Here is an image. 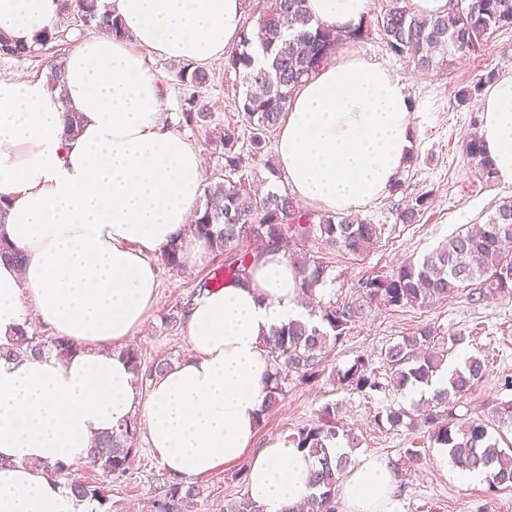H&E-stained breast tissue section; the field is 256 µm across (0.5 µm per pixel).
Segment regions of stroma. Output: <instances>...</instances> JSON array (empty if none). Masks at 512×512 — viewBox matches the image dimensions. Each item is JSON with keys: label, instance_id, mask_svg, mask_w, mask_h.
Masks as SVG:
<instances>
[{"label": "stroma", "instance_id": "35a3bbf8", "mask_svg": "<svg viewBox=\"0 0 512 512\" xmlns=\"http://www.w3.org/2000/svg\"><path fill=\"white\" fill-rule=\"evenodd\" d=\"M387 3L388 0H372L366 20L368 36L344 41L338 50L370 56L400 78L411 102L415 148L394 189L355 214L357 220L381 227V236L369 251L352 255L327 244L318 234L305 242L304 252L327 267L329 290L324 298L328 301L359 298L363 280L388 275L404 262L421 260L458 230L486 223L499 203L512 198V185L480 178L466 156V143L482 121L480 95L474 94L464 105L458 99L460 90H472L487 74L498 78L512 74V28L496 31L451 71L422 72L411 59L388 50L377 26ZM55 25L61 34L58 44L47 45L29 59L1 57L0 78H41L52 62L65 56L86 35L85 29L71 18H58ZM143 56L149 71L163 77L167 84L163 112L168 124L179 127L181 134L202 150L207 173L219 171L224 164L221 150L215 147L216 137L220 129L230 126L239 134L244 158L242 173L251 188L260 192L287 189L288 180L283 174L269 172L270 165L276 162L273 144H266L257 153L251 150L250 132L238 110L243 97L242 81L225 71L223 58L208 62L211 79L199 90L201 99L213 112L210 124L183 126L179 123L185 98L177 78L180 60L149 50ZM421 196L426 197L427 203L417 222L402 223L400 212ZM151 260L157 265L159 302L144 331L133 336L131 343L145 361L167 358L177 363L189 355L190 347L184 330L170 328L163 316L182 302L195 280L213 276L224 260L210 255L202 263L186 265L179 271L162 265L160 255H152ZM427 324L439 328L444 337L464 336V345L471 354L487 361L489 356H496V363L488 361L484 377L454 408L458 417L494 422L502 403L512 400V297L497 296L475 303L467 292L461 291L424 307L394 310L375 304L329 352L325 366L330 370L343 368L357 356H365L383 382V389L364 395L335 388L325 376L313 384L295 379L286 382L278 403L266 411L253 443L243 455L211 474L196 477L201 494L193 512H225L232 499L245 493L244 474L257 453L310 423L318 410L331 401L339 404L340 424L361 440L355 456L384 459L397 472L395 512H512V488L492 491L487 483L467 484L455 474L438 472L426 429L403 425L393 428L377 420L384 407L408 404L403 394L387 386L390 370L384 360L386 348ZM136 448L128 473L107 484L111 512H140L143 502L156 493L157 477L164 467L145 435H138ZM409 448L420 450V461L411 463L405 459L404 452Z\"/></svg>", "mask_w": 512, "mask_h": 512}]
</instances>
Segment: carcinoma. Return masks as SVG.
<instances>
[{"label": "carcinoma", "mask_w": 512, "mask_h": 512, "mask_svg": "<svg viewBox=\"0 0 512 512\" xmlns=\"http://www.w3.org/2000/svg\"><path fill=\"white\" fill-rule=\"evenodd\" d=\"M270 6L261 14L258 29L245 30L241 40L224 56V70L242 77L245 89L239 111L249 124L250 144L261 150L266 136L280 124L288 101L301 83L307 81L320 66L335 54L346 39H361L363 28L343 34L312 23L307 0H268ZM61 14L77 17L82 26L94 32L108 30L121 33L118 21L104 0H61ZM378 27L388 50L396 56H407L415 67L423 70L449 71L459 60L474 52L482 41L494 32L512 27V0H462V6L448 8V14L429 16L414 13L405 0H390L380 15ZM55 39L51 31L39 33L32 45L18 44L0 34V56L28 58ZM180 85L194 89L209 82L203 66L186 64L178 72ZM212 117L207 105L195 94L186 98L185 112L180 122L202 125ZM224 150V174L212 178L204 189L203 200L196 209L194 232L208 243L211 253L222 255L231 245L245 239H255L265 248H277L285 240L304 242L318 232L337 248L352 254H362L380 237L375 224H355L347 217L320 218L314 224L313 215L301 211L288 193L269 192L263 198L251 193L234 176L241 171L240 154L236 151L239 137L232 130L218 136ZM467 155L476 161L478 174L488 181L494 179L490 162L482 152L478 136L466 145ZM512 201L498 205L486 223L457 233L418 262L408 261L391 274L362 283L360 298L354 301H333L318 306L319 320L308 323L295 321L275 330L261 347L273 361L269 374L271 384L266 407L273 406L282 394V382L296 377L311 382L324 372L325 351L349 332L361 319L366 307L376 302L390 308L425 306L466 289L471 295L485 297L512 295ZM261 257L257 249L241 248L224 265V281L241 280ZM0 258L16 266L23 264V255L16 251L0 233ZM161 260L171 269L183 266L180 246L173 241L161 253ZM292 263L302 280L305 292H312L318 283L326 282V266L300 252ZM451 347L439 349L437 329L424 325L410 336L385 351L390 366L389 384L397 391L418 384L428 385L445 365L448 355L461 344L460 336L449 337ZM76 350L65 338L44 339L18 328L9 344L0 345V359L13 360L28 354L39 355L55 351L67 355ZM129 365L134 377L144 387L153 377L171 367L167 358L150 363L138 348L129 344L115 350ZM486 372L485 361L470 355L457 365L448 377V387L434 391L427 406L434 412L417 419L408 410L388 407L385 422L391 426L419 423L427 427L432 448L448 449L451 461L463 470L487 471L488 489L512 487V455L499 449L488 424L473 418L459 422L454 417V405L466 398ZM339 388L363 394L383 388L368 360L357 357L349 366L336 370L334 378ZM137 421L111 434L100 437L84 466L99 474V481L87 482L71 477L70 468L63 465L48 469L54 479L65 480L71 493L104 506L109 502L105 483L126 473L134 457ZM294 447L307 451L317 461L311 478L313 492L307 500L306 512H337L336 489L348 465V456L333 455L332 449L344 443L350 448L360 445L359 436L338 426L337 406L324 404L311 423L298 428L288 437ZM200 487L183 479H165L161 491L143 505V512H191ZM228 512H263L261 506L243 494L228 508Z\"/></svg>", "instance_id": "1"}]
</instances>
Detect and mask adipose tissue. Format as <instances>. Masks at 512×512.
<instances>
[{"instance_id":"obj_1","label":"adipose tissue","mask_w":512,"mask_h":512,"mask_svg":"<svg viewBox=\"0 0 512 512\" xmlns=\"http://www.w3.org/2000/svg\"><path fill=\"white\" fill-rule=\"evenodd\" d=\"M123 36L96 32L48 79L0 80V233L22 253L0 262V344L31 322L69 339L74 354L0 360V512H92L51 479L50 466L84 463L100 435L140 413L175 478L207 475L241 457L268 402L271 363L261 343L310 321L300 278L283 252L251 275L197 299L185 319L191 353L140 390L115 343L135 336L157 305L150 254L186 232L204 191V157L162 120V81L143 49L204 63L240 39L242 0H107ZM59 0H0V33L32 43L58 17ZM371 0H308L313 23L348 31ZM77 113L78 135L67 118ZM478 136L497 180L512 185V76L488 86ZM413 147L410 101L389 69L354 52L328 62L288 105L275 153L294 193L348 214L391 191ZM307 451L280 441L259 452L246 491L264 512H292L311 492ZM395 471L360 457L341 482L345 512H394Z\"/></svg>"}]
</instances>
